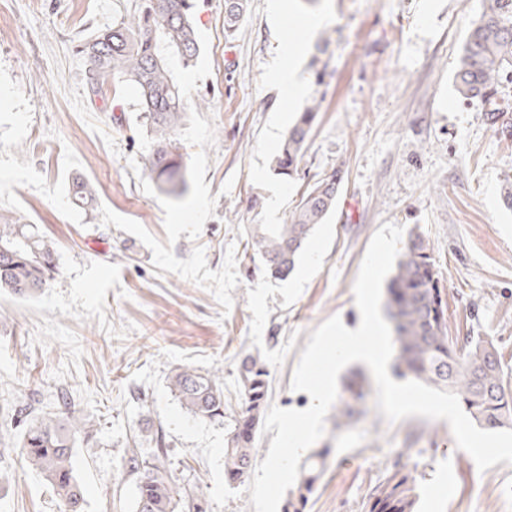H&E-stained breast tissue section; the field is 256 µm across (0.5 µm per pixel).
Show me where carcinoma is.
I'll use <instances>...</instances> for the list:
<instances>
[{
    "label": "carcinoma",
    "instance_id": "cac0c4a2",
    "mask_svg": "<svg viewBox=\"0 0 512 512\" xmlns=\"http://www.w3.org/2000/svg\"><path fill=\"white\" fill-rule=\"evenodd\" d=\"M224 29L233 32L246 14L247 0H225ZM193 0H142L138 13L122 18L79 45L86 61L85 89L96 97L109 83L137 91L138 110L145 114L154 140L144 172L157 191L178 198L186 190L187 166L177 137L185 112V96L175 80L172 63L187 68L200 47L192 22ZM465 100L480 99L491 122L504 111L499 89L512 84V0H487L479 19L465 38L454 77ZM317 105L298 116L281 144L275 169L291 176L311 132ZM340 179L321 178L303 193L287 224H252L247 247L259 256L267 273L287 278L296 268L304 242L315 227L325 223L336 208ZM72 203L86 209L95 204L98 190L87 180L70 188ZM58 274L55 250L31 224H0V291L18 298H32L48 287ZM385 308L397 343L394 370L400 377L455 392L470 418L487 429L512 428V386L501 357L488 339L467 337L463 345L449 339L445 286L424 240H409L386 291ZM268 370L252 355L243 357L238 384L245 410L231 419L224 455V480L243 482L259 449L256 434L268 399ZM170 388L181 407L196 418L222 423L227 417L224 376L194 368H178ZM349 399L336 407V427L350 425L354 415L349 400L365 398L363 381L352 378L345 385ZM90 420L66 406L57 413L36 417L23 428L19 453L34 466L55 491L59 512H84L83 486L77 476L78 441L92 437ZM157 448L145 453L127 451L126 467L135 477V512H207L199 497L178 496L167 473L162 439L153 434ZM328 452L308 459L296 493L286 512H304L320 479ZM418 495L411 471H390L375 489L368 512H417Z\"/></svg>",
    "mask_w": 512,
    "mask_h": 512
}]
</instances>
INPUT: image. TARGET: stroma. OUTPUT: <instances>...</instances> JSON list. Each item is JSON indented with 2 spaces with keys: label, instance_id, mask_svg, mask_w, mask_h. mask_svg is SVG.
Wrapping results in <instances>:
<instances>
[{
  "label": "stroma",
  "instance_id": "stroma-1",
  "mask_svg": "<svg viewBox=\"0 0 512 512\" xmlns=\"http://www.w3.org/2000/svg\"><path fill=\"white\" fill-rule=\"evenodd\" d=\"M250 0L233 37L224 0H196L200 53L176 77L186 93L178 137L183 195L144 175L153 140L135 91L106 85L88 98L81 40L137 11L141 0H0V214L51 239L59 273L31 299L0 295V512H58L51 485L15 451L23 412L68 402L94 425L78 448L84 512H133L124 458L150 426L181 495L208 497L210 470L192 443L168 431L154 390L189 367L224 376L229 414L241 411L237 367L269 371V402L310 406L291 389L312 332L331 316L356 326L353 284L384 223L429 244L448 289V335L493 340L512 373V110L490 125L454 85L461 46L484 0ZM320 18L313 31L306 18ZM292 38L307 90L295 102L268 80ZM318 111L297 179L274 158L296 112ZM342 179L336 208L305 242L285 280L247 271L249 225L288 223L308 183ZM98 189L75 207L74 180ZM351 425L325 418L327 466L306 512H367L396 466L416 478L417 512H512V466L479 472L444 420L386 422L374 396Z\"/></svg>",
  "mask_w": 512,
  "mask_h": 512
}]
</instances>
